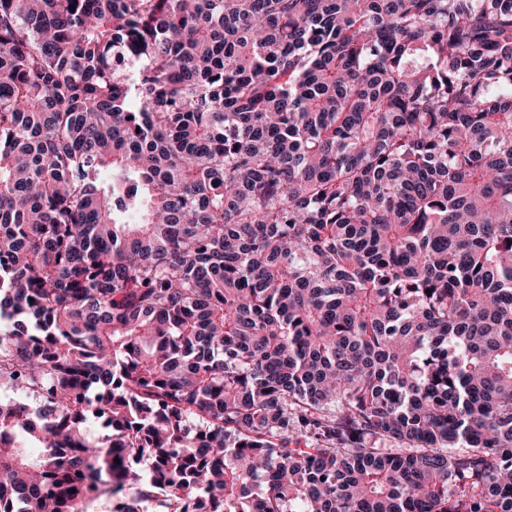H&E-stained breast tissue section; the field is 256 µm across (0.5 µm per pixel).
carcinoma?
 <instances>
[{
	"label": "carcinoma",
	"mask_w": 512,
	"mask_h": 512,
	"mask_svg": "<svg viewBox=\"0 0 512 512\" xmlns=\"http://www.w3.org/2000/svg\"><path fill=\"white\" fill-rule=\"evenodd\" d=\"M1 392L0 512H512V0H0Z\"/></svg>",
	"instance_id": "1"
}]
</instances>
